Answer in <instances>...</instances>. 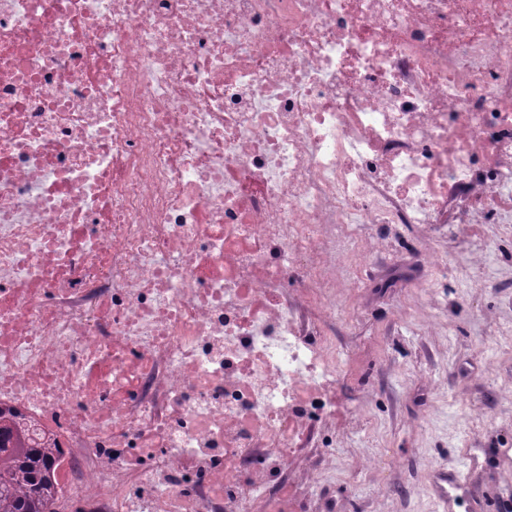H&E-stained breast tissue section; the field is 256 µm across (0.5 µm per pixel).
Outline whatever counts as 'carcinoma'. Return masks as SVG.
Returning <instances> with one entry per match:
<instances>
[{
    "label": "carcinoma",
    "instance_id": "obj_1",
    "mask_svg": "<svg viewBox=\"0 0 512 512\" xmlns=\"http://www.w3.org/2000/svg\"><path fill=\"white\" fill-rule=\"evenodd\" d=\"M58 448L29 445L20 421L0 411V512H51Z\"/></svg>",
    "mask_w": 512,
    "mask_h": 512
}]
</instances>
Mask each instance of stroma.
Instances as JSON below:
<instances>
[{
	"instance_id": "stroma-1",
	"label": "stroma",
	"mask_w": 512,
	"mask_h": 512,
	"mask_svg": "<svg viewBox=\"0 0 512 512\" xmlns=\"http://www.w3.org/2000/svg\"><path fill=\"white\" fill-rule=\"evenodd\" d=\"M405 234V250L448 255L455 278L430 293L360 289L358 321L333 325L355 354L340 385L361 420L337 429L335 457L315 445L292 457L288 480L311 512H438L439 470L469 488L454 512L512 502V237L496 224ZM421 323L429 335L414 334ZM319 467L326 480L309 483Z\"/></svg>"
}]
</instances>
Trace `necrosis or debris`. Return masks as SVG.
Masks as SVG:
<instances>
[{
  "instance_id": "4bbe7bcc",
  "label": "necrosis or debris",
  "mask_w": 512,
  "mask_h": 512,
  "mask_svg": "<svg viewBox=\"0 0 512 512\" xmlns=\"http://www.w3.org/2000/svg\"><path fill=\"white\" fill-rule=\"evenodd\" d=\"M512 220V0H0V408L56 512H307L362 224Z\"/></svg>"
}]
</instances>
